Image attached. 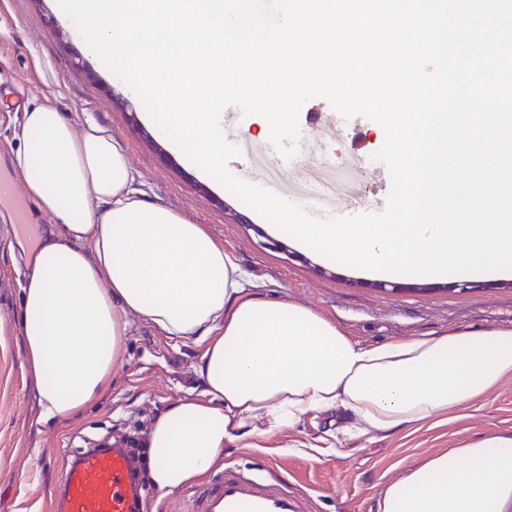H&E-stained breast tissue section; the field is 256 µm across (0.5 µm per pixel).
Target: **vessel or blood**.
<instances>
[{
    "label": "vessel or blood",
    "instance_id": "vessel-or-blood-1",
    "mask_svg": "<svg viewBox=\"0 0 512 512\" xmlns=\"http://www.w3.org/2000/svg\"><path fill=\"white\" fill-rule=\"evenodd\" d=\"M227 138L243 142L250 161L242 179L261 177L264 186L280 195L297 196L300 183L288 177L283 165L266 159L260 149L246 142L234 115H227ZM361 199L358 187L328 192L313 212L324 216L349 212ZM132 458L120 450H97L80 455L64 468L61 497L52 501L53 512H148L150 502L133 477ZM192 512H311L312 499L284 477L252 476L234 467L225 468L206 487L190 492Z\"/></svg>",
    "mask_w": 512,
    "mask_h": 512
}]
</instances>
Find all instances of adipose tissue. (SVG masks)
<instances>
[{
  "label": "adipose tissue",
  "instance_id": "ef3b65f1",
  "mask_svg": "<svg viewBox=\"0 0 512 512\" xmlns=\"http://www.w3.org/2000/svg\"><path fill=\"white\" fill-rule=\"evenodd\" d=\"M13 167L38 215L17 321L43 421L78 415L112 383L130 320L202 349L203 391L152 423L150 477L171 492L203 479L225 444L259 443L337 411L345 435L417 427L512 378V325L367 346L325 316L249 283L202 225L148 199L121 144L39 105ZM379 512H512V434L425 458L389 484Z\"/></svg>",
  "mask_w": 512,
  "mask_h": 512
}]
</instances>
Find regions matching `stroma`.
Returning a JSON list of instances; mask_svg holds the SVG:
<instances>
[{"mask_svg":"<svg viewBox=\"0 0 512 512\" xmlns=\"http://www.w3.org/2000/svg\"><path fill=\"white\" fill-rule=\"evenodd\" d=\"M39 104L55 106L77 125L93 118L121 143L148 198L203 225L267 297L307 306L353 340L379 345L512 324L508 279H475L465 290L448 280L419 281L403 291L378 288L367 272L326 261L278 233L218 181L190 168L166 140L146 139L152 126L142 103L90 63L54 0H0V164L17 150L24 112ZM228 209L240 223L227 222ZM22 235L14 220L0 216V512H48L62 469L82 450L125 439L148 451L157 416L187 393L201 392V350L132 321L103 399L75 418L38 421L14 326L25 270L12 263L9 245ZM328 427L327 419L309 417L260 447L226 445L215 469L279 472L311 496L313 512H378L384 488L428 455L486 433H512V379L455 416L433 418L416 430L338 441Z\"/></svg>","mask_w":512,"mask_h":512,"instance_id":"stroma-1","label":"stroma"}]
</instances>
